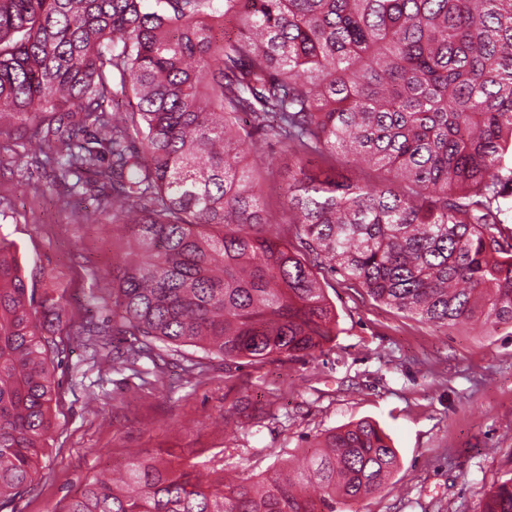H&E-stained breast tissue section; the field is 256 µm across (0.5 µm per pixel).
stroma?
Instances as JSON below:
<instances>
[{
    "label": "stroma",
    "instance_id": "35a3bbf8",
    "mask_svg": "<svg viewBox=\"0 0 512 512\" xmlns=\"http://www.w3.org/2000/svg\"><path fill=\"white\" fill-rule=\"evenodd\" d=\"M29 130L0 136V237L12 243L36 293L55 291L74 321L112 312V220L83 224L85 201L30 165ZM263 198L277 207L288 156L262 147ZM336 308L332 341L315 359L276 356L226 367L222 358L164 346L155 378L62 354L53 405L59 422L15 512H65L100 470L137 454L193 456L210 483L266 475L305 455L327 430L375 421L397 450L386 487L340 512H481L486 492L512 478V327L444 328L373 301L341 276L321 274ZM237 432L225 431V423Z\"/></svg>",
    "mask_w": 512,
    "mask_h": 512
}]
</instances>
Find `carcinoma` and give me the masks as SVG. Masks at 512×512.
I'll return each mask as SVG.
<instances>
[{"label":"carcinoma","instance_id":"carcinoma-1","mask_svg":"<svg viewBox=\"0 0 512 512\" xmlns=\"http://www.w3.org/2000/svg\"><path fill=\"white\" fill-rule=\"evenodd\" d=\"M2 111L59 182L100 192L86 219L123 231L112 318L72 334L104 363L161 370L158 341L314 357L336 330L321 272L433 325L512 326V0H0ZM263 142L293 159L275 211L249 161ZM70 321L0 238V512L57 427ZM397 465L363 419L256 481L136 456L66 512H338ZM481 512H512V477Z\"/></svg>","mask_w":512,"mask_h":512}]
</instances>
